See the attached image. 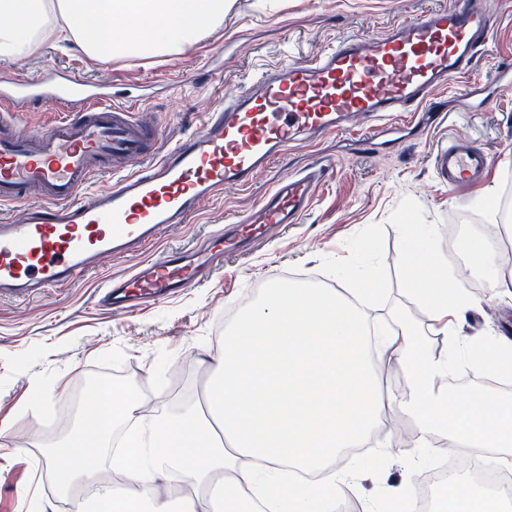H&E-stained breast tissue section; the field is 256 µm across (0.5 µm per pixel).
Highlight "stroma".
I'll return each mask as SVG.
<instances>
[{"instance_id":"stroma-1","label":"stroma","mask_w":512,"mask_h":512,"mask_svg":"<svg viewBox=\"0 0 512 512\" xmlns=\"http://www.w3.org/2000/svg\"><path fill=\"white\" fill-rule=\"evenodd\" d=\"M495 12L493 37L480 47L468 81L436 91L427 111L397 115L399 131L385 150H362L353 136H329L295 144L252 186L227 188L202 203L198 218L166 228L157 250L189 248L214 225L253 209L265 192L290 172L328 163L315 200L288 232L251 254L225 258L223 272L208 286L187 288L137 313H114L98 303L108 279L129 274L137 260L116 257L71 283L19 303L0 301V512H74L71 497L47 483L44 458L74 419L59 412L84 393L94 376L128 382L153 394L154 403L178 410L188 405L187 388L205 385L206 350L221 344L229 313L254 301L274 278L309 281L320 288L359 287L366 276L383 282L372 308L376 322L394 330L395 317L427 330L429 320L404 292L400 266L402 214L434 229L433 242L456 273L472 306L457 327L469 339L500 333L512 323V299L498 296L488 280L455 259L448 228L486 237L503 212L512 213V0H485ZM448 0H235L223 22L180 52L130 57L109 63L89 60L79 49L47 43L27 58H0V73L23 79L54 70L104 83L116 107L155 123L165 142L197 131L202 114L224 94L250 84L261 64L307 62L343 34L377 35L393 24L447 6ZM482 149L490 160L476 185L448 189L435 173L431 153L446 139ZM495 188L499 210L479 202ZM51 388L49 417L26 413L33 379ZM414 426L385 414L367 443L369 454L386 444L401 460L419 455Z\"/></svg>"}]
</instances>
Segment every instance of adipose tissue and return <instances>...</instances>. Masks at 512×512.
Returning <instances> with one entry per match:
<instances>
[{
	"instance_id": "adipose-tissue-1",
	"label": "adipose tissue",
	"mask_w": 512,
	"mask_h": 512,
	"mask_svg": "<svg viewBox=\"0 0 512 512\" xmlns=\"http://www.w3.org/2000/svg\"><path fill=\"white\" fill-rule=\"evenodd\" d=\"M231 0H0V56L20 58L46 43H75L96 61L173 54L219 25ZM402 279L419 302L444 352L409 324L393 335L371 329L368 302L381 283L366 279L344 294L271 280L260 297L224 329L209 356L206 413L155 410L149 438L111 452L110 436L142 406L126 386H95L78 408L80 427L46 456L61 491L85 481L93 499L76 512H336L359 475L334 466L337 455L363 444L383 411L412 421L417 444L483 449L482 466H512V392L475 388L448 394V375L491 374L512 380V340L464 341L453 322L470 306L448 285V265L433 244V227L405 222ZM389 349L405 387L383 396L373 345ZM108 426H101V413ZM66 468L56 469L59 458ZM124 485L104 481L106 470ZM138 495H129L130 486ZM435 512H512V496L465 482L440 485Z\"/></svg>"
}]
</instances>
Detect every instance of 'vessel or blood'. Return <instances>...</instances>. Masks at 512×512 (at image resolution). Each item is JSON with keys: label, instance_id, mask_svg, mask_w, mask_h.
Wrapping results in <instances>:
<instances>
[{"label": "vessel or blood", "instance_id": "b4317fda", "mask_svg": "<svg viewBox=\"0 0 512 512\" xmlns=\"http://www.w3.org/2000/svg\"><path fill=\"white\" fill-rule=\"evenodd\" d=\"M496 18L472 0L402 20L377 36L347 34L309 62L260 68L251 87L206 112L204 130L174 144L112 108L100 85L62 75L0 81V204L20 205L0 222V299L26 300L71 282L110 256L144 253L163 228L184 224L228 187L250 186L302 137L347 133L356 115L377 118L424 109L431 95L468 78ZM64 113L54 128H31L19 113ZM437 176L457 188L476 181L487 155L468 142H441ZM108 173V185L94 178ZM321 170L284 175L234 236L216 230L202 244L164 253L116 283L101 301H160L203 283L217 252H234L272 227L299 223L313 202Z\"/></svg>", "mask_w": 512, "mask_h": 512}]
</instances>
